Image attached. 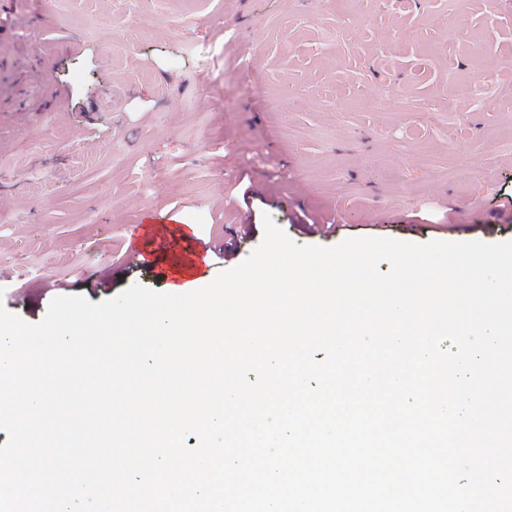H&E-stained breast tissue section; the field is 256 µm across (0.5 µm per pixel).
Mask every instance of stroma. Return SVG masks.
I'll use <instances>...</instances> for the list:
<instances>
[{"label": "stroma", "instance_id": "1", "mask_svg": "<svg viewBox=\"0 0 512 512\" xmlns=\"http://www.w3.org/2000/svg\"><path fill=\"white\" fill-rule=\"evenodd\" d=\"M0 32V306L27 323L174 293L158 219L226 271L267 215L301 247L512 241L502 0H11Z\"/></svg>", "mask_w": 512, "mask_h": 512}]
</instances>
